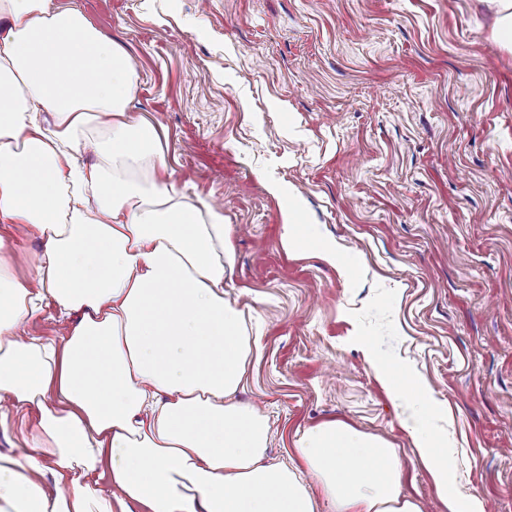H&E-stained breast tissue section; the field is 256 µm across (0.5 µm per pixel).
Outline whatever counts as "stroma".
I'll return each mask as SVG.
<instances>
[{
	"mask_svg": "<svg viewBox=\"0 0 512 512\" xmlns=\"http://www.w3.org/2000/svg\"><path fill=\"white\" fill-rule=\"evenodd\" d=\"M135 61L188 197L221 204L228 297L256 342L240 399L294 464L298 431L346 421L399 450L406 493L447 512L367 359L411 366L446 414L459 487L512 512V55L480 0H60ZM361 269L285 250L281 197ZM18 278L38 240L0 223ZM38 412L0 419L21 453Z\"/></svg>",
	"mask_w": 512,
	"mask_h": 512,
	"instance_id": "35a3bbf8",
	"label": "stroma"
}]
</instances>
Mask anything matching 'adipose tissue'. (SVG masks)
Segmentation results:
<instances>
[{
  "instance_id": "ef3b65f1",
  "label": "adipose tissue",
  "mask_w": 512,
  "mask_h": 512,
  "mask_svg": "<svg viewBox=\"0 0 512 512\" xmlns=\"http://www.w3.org/2000/svg\"><path fill=\"white\" fill-rule=\"evenodd\" d=\"M138 71L78 8L0 0V223L42 242L37 276L0 259V404L37 409L24 461L0 454V512H423L390 441L341 420L297 435V469L269 461L270 426L238 400L251 354L243 312L224 293L230 225L162 178L152 123L131 114ZM91 141L94 159L68 152ZM283 245L322 247L284 197ZM53 310L62 346L15 338ZM408 410L419 458L448 512H484L459 490L453 450L415 372L369 356ZM53 451L56 482L40 479ZM110 459L109 490L91 480Z\"/></svg>"
}]
</instances>
